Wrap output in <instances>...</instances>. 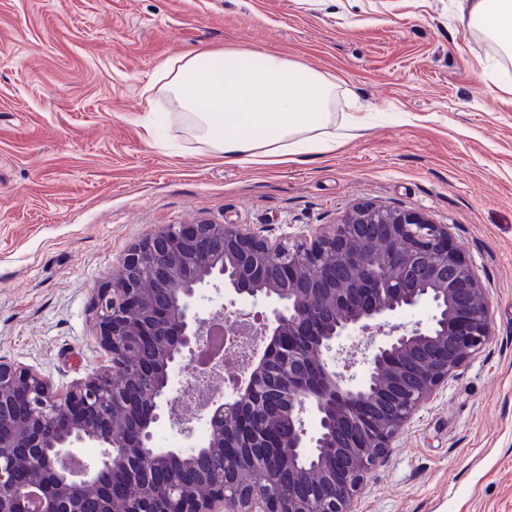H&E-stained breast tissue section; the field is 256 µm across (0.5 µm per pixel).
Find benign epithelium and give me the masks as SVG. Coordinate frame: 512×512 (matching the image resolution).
<instances>
[{"instance_id": "obj_1", "label": "benign epithelium", "mask_w": 512, "mask_h": 512, "mask_svg": "<svg viewBox=\"0 0 512 512\" xmlns=\"http://www.w3.org/2000/svg\"><path fill=\"white\" fill-rule=\"evenodd\" d=\"M215 281L252 309L222 318L238 336L269 337L224 401L171 415L184 448L160 449L152 425L178 407L171 373L211 356L215 318L196 300ZM484 290L448 227L363 203L330 231L292 243L234 224H168L131 248L98 296L107 364L55 385L0 357V512H352L354 498L422 404L492 336ZM428 304L427 323L389 325ZM353 336L367 339L356 381ZM320 420L307 435L306 412ZM225 450L227 478L169 480L196 453L191 423ZM94 445L98 456L79 457ZM317 458L319 493L294 464Z\"/></svg>"}]
</instances>
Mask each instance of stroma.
Instances as JSON below:
<instances>
[{"instance_id": "obj_1", "label": "stroma", "mask_w": 512, "mask_h": 512, "mask_svg": "<svg viewBox=\"0 0 512 512\" xmlns=\"http://www.w3.org/2000/svg\"><path fill=\"white\" fill-rule=\"evenodd\" d=\"M460 0H0V356L55 383L104 360L95 300L168 224L328 230L354 204L447 225L492 318L488 346L397 436L354 512H512V89ZM202 48L327 75L364 130L285 166L210 159L143 87Z\"/></svg>"}]
</instances>
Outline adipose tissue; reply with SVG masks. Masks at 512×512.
<instances>
[{
    "instance_id": "1",
    "label": "adipose tissue",
    "mask_w": 512,
    "mask_h": 512,
    "mask_svg": "<svg viewBox=\"0 0 512 512\" xmlns=\"http://www.w3.org/2000/svg\"><path fill=\"white\" fill-rule=\"evenodd\" d=\"M470 20L502 64L490 74L512 87V0H467ZM335 82L261 50L207 49L167 62L145 85L147 108L159 97L206 152L227 164L285 165L335 150L364 126L336 123Z\"/></svg>"
}]
</instances>
